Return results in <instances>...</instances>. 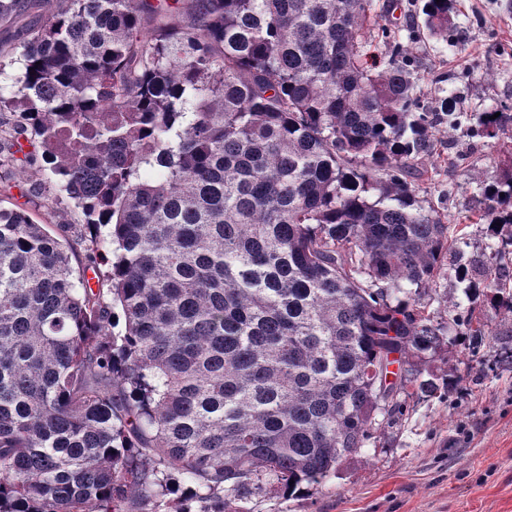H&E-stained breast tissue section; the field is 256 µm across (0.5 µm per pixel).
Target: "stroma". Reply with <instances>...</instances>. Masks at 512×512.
I'll list each match as a JSON object with an SVG mask.
<instances>
[{
	"instance_id": "stroma-1",
	"label": "stroma",
	"mask_w": 512,
	"mask_h": 512,
	"mask_svg": "<svg viewBox=\"0 0 512 512\" xmlns=\"http://www.w3.org/2000/svg\"><path fill=\"white\" fill-rule=\"evenodd\" d=\"M449 41L425 37L417 46L426 68L416 92L453 98L481 112L512 104V0H457ZM445 73L449 82L436 83ZM423 166L436 172L425 200L446 217L472 206L480 182L499 177L504 157L466 130H434ZM466 154V162L449 165ZM483 372H467L465 342L456 339L447 360L422 364L423 374L464 373V382L438 396L403 398L392 427L376 433L358 455L310 495L284 499L265 492L242 500L240 512H512V370L499 367L506 329L488 314Z\"/></svg>"
}]
</instances>
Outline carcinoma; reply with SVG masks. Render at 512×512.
Masks as SVG:
<instances>
[{
  "label": "carcinoma",
  "instance_id": "cac0c4a2",
  "mask_svg": "<svg viewBox=\"0 0 512 512\" xmlns=\"http://www.w3.org/2000/svg\"><path fill=\"white\" fill-rule=\"evenodd\" d=\"M0 0L27 17L0 90V170L81 210L70 241L0 205V512H232L305 496L393 424L414 360L454 343L420 306L464 229L417 200L432 129L512 140V106L424 105L376 0ZM455 0H424L448 38ZM38 141L24 151L19 137ZM468 219L497 239L454 269L512 321V170ZM124 320V331L111 327Z\"/></svg>",
  "mask_w": 512,
  "mask_h": 512
}]
</instances>
